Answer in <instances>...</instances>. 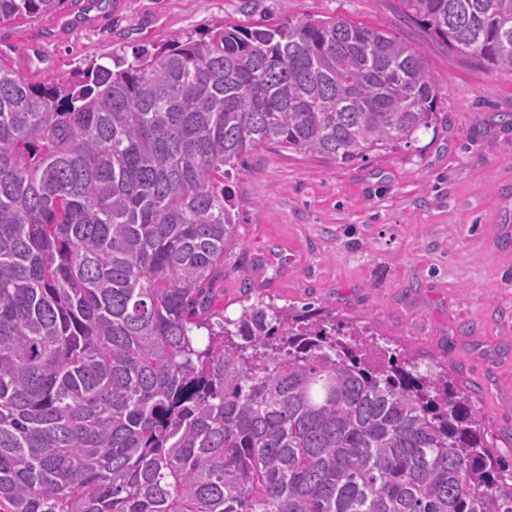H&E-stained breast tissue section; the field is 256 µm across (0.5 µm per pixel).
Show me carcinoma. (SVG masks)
Instances as JSON below:
<instances>
[{"label": "carcinoma", "mask_w": 512, "mask_h": 512, "mask_svg": "<svg viewBox=\"0 0 512 512\" xmlns=\"http://www.w3.org/2000/svg\"><path fill=\"white\" fill-rule=\"evenodd\" d=\"M399 5L512 73V0ZM112 62L41 84L0 56V512H512L448 370L330 311L213 309L242 158L412 145L439 99L419 51L335 17Z\"/></svg>", "instance_id": "1"}]
</instances>
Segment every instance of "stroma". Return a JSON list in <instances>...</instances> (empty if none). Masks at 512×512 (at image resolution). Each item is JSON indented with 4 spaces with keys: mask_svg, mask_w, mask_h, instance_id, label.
<instances>
[{
    "mask_svg": "<svg viewBox=\"0 0 512 512\" xmlns=\"http://www.w3.org/2000/svg\"><path fill=\"white\" fill-rule=\"evenodd\" d=\"M336 16L419 51L439 88L436 127L349 165L273 145L247 154L216 303L234 318L247 295L375 329L420 372L447 369L512 460V74L449 51L398 0H73L0 25V56L45 81L223 24Z\"/></svg>",
    "mask_w": 512,
    "mask_h": 512,
    "instance_id": "1",
    "label": "stroma"
}]
</instances>
